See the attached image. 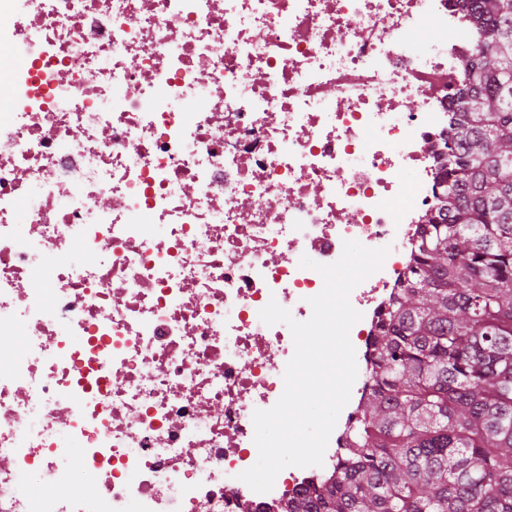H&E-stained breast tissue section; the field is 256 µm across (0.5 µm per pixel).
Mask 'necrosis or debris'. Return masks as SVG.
Wrapping results in <instances>:
<instances>
[{
	"mask_svg": "<svg viewBox=\"0 0 512 512\" xmlns=\"http://www.w3.org/2000/svg\"><path fill=\"white\" fill-rule=\"evenodd\" d=\"M0 512H279L334 473L434 209L478 34L461 0H0ZM24 214H17L18 202ZM359 370L270 492L253 413L343 243ZM90 256L70 260L72 251Z\"/></svg>",
	"mask_w": 512,
	"mask_h": 512,
	"instance_id": "obj_1",
	"label": "necrosis or debris"
}]
</instances>
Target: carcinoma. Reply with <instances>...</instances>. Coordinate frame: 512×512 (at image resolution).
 I'll return each mask as SVG.
<instances>
[{"label":"carcinoma","instance_id":"obj_1","mask_svg":"<svg viewBox=\"0 0 512 512\" xmlns=\"http://www.w3.org/2000/svg\"><path fill=\"white\" fill-rule=\"evenodd\" d=\"M482 39L435 212L374 338L370 396L334 475L281 512H512V0Z\"/></svg>","mask_w":512,"mask_h":512}]
</instances>
